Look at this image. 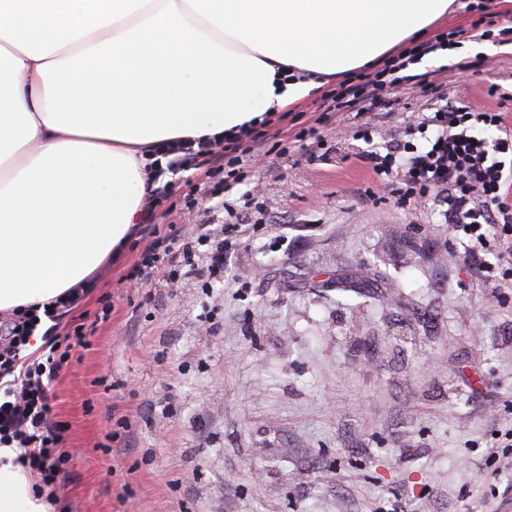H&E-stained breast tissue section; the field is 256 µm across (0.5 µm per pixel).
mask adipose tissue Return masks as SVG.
Segmentation results:
<instances>
[{
	"mask_svg": "<svg viewBox=\"0 0 512 512\" xmlns=\"http://www.w3.org/2000/svg\"><path fill=\"white\" fill-rule=\"evenodd\" d=\"M455 0H0V315L90 281L158 144L224 138L381 64ZM0 447V512H50Z\"/></svg>",
	"mask_w": 512,
	"mask_h": 512,
	"instance_id": "obj_1",
	"label": "adipose tissue"
}]
</instances>
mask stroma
Wrapping results in <instances>:
<instances>
[{"label":"stroma","instance_id":"obj_1","mask_svg":"<svg viewBox=\"0 0 512 512\" xmlns=\"http://www.w3.org/2000/svg\"><path fill=\"white\" fill-rule=\"evenodd\" d=\"M466 56L453 97L496 83L512 112V59ZM426 101L373 122L398 136ZM355 123L328 113L322 146L253 170L247 215L215 212L239 225L223 285L134 286L131 241L62 317L96 331L53 383L52 512H512V287L386 199Z\"/></svg>","mask_w":512,"mask_h":512}]
</instances>
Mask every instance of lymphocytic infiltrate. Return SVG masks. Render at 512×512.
Masks as SVG:
<instances>
[{
    "instance_id": "1",
    "label": "lymphocytic infiltrate",
    "mask_w": 512,
    "mask_h": 512,
    "mask_svg": "<svg viewBox=\"0 0 512 512\" xmlns=\"http://www.w3.org/2000/svg\"><path fill=\"white\" fill-rule=\"evenodd\" d=\"M468 11L477 15L466 26L450 28L433 38L405 48L387 58L381 68L357 75L329 92L328 111L364 114L377 107H390L399 90L418 83L435 89L469 70L462 58L425 73L413 67L427 56L453 51L466 41H488L512 50V13L492 11L483 0H472ZM376 128L363 122L358 139L369 148L361 155L400 207L435 206L443 223L467 240L466 251L477 264L482 279L512 284V125L505 112L448 98L418 113L402 136L390 139L384 150L373 149ZM241 138L216 141L209 138L173 141L157 148L151 162L154 176L201 172L189 193L166 183L156 201L182 195L187 210H194L197 195L221 197L243 184L254 161L240 148ZM150 241L140 251L132 273L137 284L163 278L173 281L191 268L192 252L210 246L208 267L212 282L224 280V243L207 234H158L146 231ZM495 262H487L488 252ZM80 298L79 289L44 306L31 305L0 321V447L16 448L22 466L36 470L44 487H52L67 461L60 449L61 434L52 420L50 384L68 358L61 336L45 331L39 355L27 352L42 318L56 319L59 310Z\"/></svg>"
}]
</instances>
